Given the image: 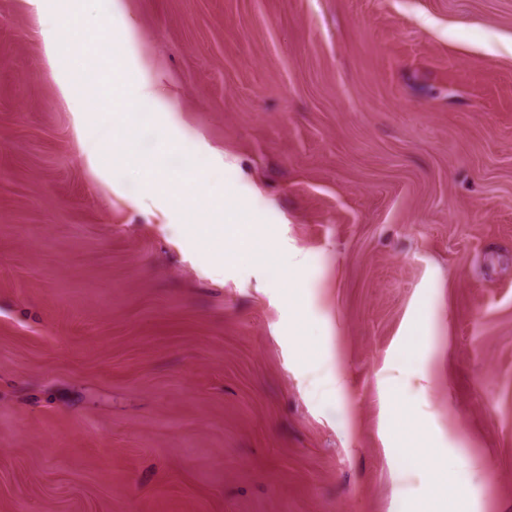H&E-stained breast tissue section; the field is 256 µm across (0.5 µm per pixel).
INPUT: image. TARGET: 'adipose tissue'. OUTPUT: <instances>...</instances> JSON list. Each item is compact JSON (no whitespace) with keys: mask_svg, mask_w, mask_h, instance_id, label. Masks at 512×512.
Instances as JSON below:
<instances>
[{"mask_svg":"<svg viewBox=\"0 0 512 512\" xmlns=\"http://www.w3.org/2000/svg\"><path fill=\"white\" fill-rule=\"evenodd\" d=\"M44 8L50 15L43 30L48 63H56L66 52L75 31L82 33L85 54L91 61L80 76L67 71L56 74L59 92L72 106L75 133L88 167L105 177L116 167L138 165L134 145L141 107L146 103L152 105L157 120L169 128L161 143L162 151H179L183 136L172 127L173 120L161 89V66L145 47L134 17L121 15L116 25L110 17H102L96 31L90 32L83 28L82 7L73 5L72 0H46ZM102 37L114 38L122 46V54L110 60L99 59L97 42ZM93 96L110 105L112 125L118 129V137L107 141L89 136L84 104ZM143 196L148 200L165 198L176 210L203 209L205 217L196 227V234L203 242L225 235L256 256H263L267 250L266 242L257 235L253 225L234 218L235 213L246 209V201L201 203L195 195L177 187L164 166L156 163L146 168Z\"/></svg>","mask_w":512,"mask_h":512,"instance_id":"obj_1","label":"adipose tissue"}]
</instances>
